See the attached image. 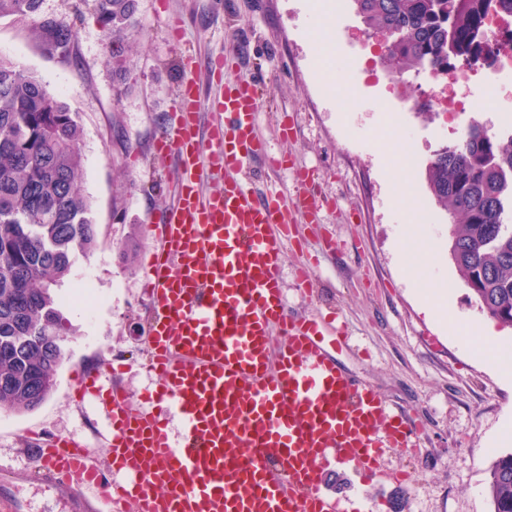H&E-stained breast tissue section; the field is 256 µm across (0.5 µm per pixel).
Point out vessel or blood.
<instances>
[{
  "instance_id": "1",
  "label": "vessel or blood",
  "mask_w": 512,
  "mask_h": 512,
  "mask_svg": "<svg viewBox=\"0 0 512 512\" xmlns=\"http://www.w3.org/2000/svg\"><path fill=\"white\" fill-rule=\"evenodd\" d=\"M181 67L188 77L174 122L153 145L180 167L145 279L155 385L133 406L105 372L84 375L74 396L108 405L115 477L106 478L90 445L69 436L40 449L34 477L66 512H371L365 502L345 510L324 493L327 464L402 480L386 451L417 447L420 423L340 368L333 349L347 345L344 327L287 308L283 255L296 241L295 215L313 224L325 205L310 193L315 172L257 136L264 93L235 76L228 59L209 67L219 91L206 125L192 78L199 61L189 56ZM257 160L289 172L298 199L256 191ZM207 179L215 191H204ZM15 481L0 468V512H25Z\"/></svg>"
}]
</instances>
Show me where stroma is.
Wrapping results in <instances>:
<instances>
[{
	"label": "stroma",
	"mask_w": 512,
	"mask_h": 512,
	"mask_svg": "<svg viewBox=\"0 0 512 512\" xmlns=\"http://www.w3.org/2000/svg\"><path fill=\"white\" fill-rule=\"evenodd\" d=\"M44 14L66 20L75 48L66 57L44 54L16 18L0 19V57L33 72L78 113L83 126L84 191L93 207L98 244L76 256L58 288L62 313L73 328L66 359L51 396L34 411L0 412V466L19 472L14 493L30 512H61V505L29 474L39 448L57 436L75 435L91 445L101 466L109 464V421L92 401L75 404L71 392L80 372L105 369L118 358L131 400L151 381L147 370V262L156 245L150 228L169 201L177 178L173 159H158L153 142L172 122L174 95L185 73L182 57H237L243 76L260 81L265 103L258 130L273 152H287L315 169L319 191L336 200L316 224H300L302 248L285 255L290 310L310 316L337 313L352 334L338 349L340 364L376 386L394 406L420 420L417 451L390 450L389 466L402 469L403 483L362 480L351 469L329 465L325 492L352 505L362 499L374 512H392L403 491V512H492L488 469L495 455L512 452V383L503 381L469 349L448 338L423 309L403 275L400 230L407 219L393 203L384 162L391 127L412 131L418 152L404 175L414 203L439 253L440 271L452 292L457 318L488 323L470 302L448 259V215L431 199L425 169L432 152L452 142L451 113L422 118L392 113L400 88L388 78L374 42L354 9L342 19L325 16L322 0H139L141 39L130 58L126 90H118L107 63L106 40L92 8L81 0H43ZM334 32L331 47L318 38L321 25ZM330 49L345 79L325 74L318 61ZM296 129L278 135L280 118ZM332 236L336 249L323 251ZM136 242L131 266L118 251ZM310 261L314 284L304 289L293 272ZM96 293L93 308L72 297L79 288Z\"/></svg>",
	"instance_id": "stroma-1"
}]
</instances>
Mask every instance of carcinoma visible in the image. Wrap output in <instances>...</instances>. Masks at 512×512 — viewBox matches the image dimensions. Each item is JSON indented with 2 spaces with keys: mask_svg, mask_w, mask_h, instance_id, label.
Wrapping results in <instances>:
<instances>
[{
  "mask_svg": "<svg viewBox=\"0 0 512 512\" xmlns=\"http://www.w3.org/2000/svg\"><path fill=\"white\" fill-rule=\"evenodd\" d=\"M365 29L395 32L382 55L397 73L448 69L470 56L485 0H350ZM43 0H0V18L29 22L48 54L69 55L67 22ZM107 39L114 82L124 86L137 43L138 0H92ZM78 113L29 71L0 58V411L39 407L51 394L72 335L55 288L75 254L98 243L83 190ZM429 193L451 219L448 254L480 311L512 327V137L484 126L440 147L426 167ZM487 492L492 512H512V452L495 456Z\"/></svg>",
  "mask_w": 512,
  "mask_h": 512,
  "instance_id": "obj_1",
  "label": "carcinoma"
}]
</instances>
